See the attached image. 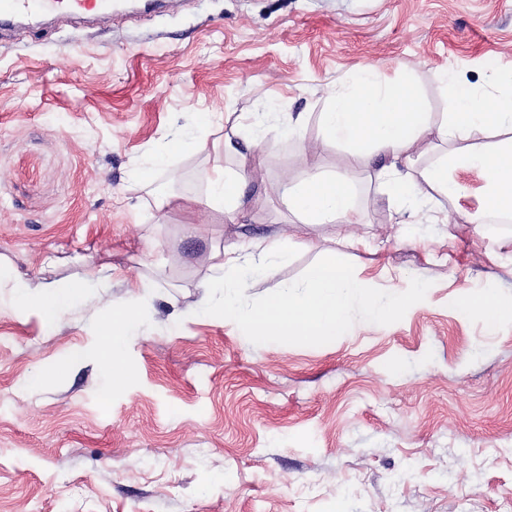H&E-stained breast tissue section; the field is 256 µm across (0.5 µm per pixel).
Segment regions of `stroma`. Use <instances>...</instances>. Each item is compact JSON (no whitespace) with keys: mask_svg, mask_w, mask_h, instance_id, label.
Segmentation results:
<instances>
[{"mask_svg":"<svg viewBox=\"0 0 512 512\" xmlns=\"http://www.w3.org/2000/svg\"><path fill=\"white\" fill-rule=\"evenodd\" d=\"M367 63L414 80L436 113L462 85L511 87L512 0H168L0 34V512H512V318L491 329L458 309L467 292L512 306V223L475 229L445 200L402 236L364 169L362 223L295 224L279 200L306 173L303 148L345 168L319 115ZM263 111L276 119L242 223L158 207L206 195L203 155L173 158L178 181L132 183L174 135L195 134L190 117L213 113L220 141ZM438 208L447 223L432 222ZM282 234L287 261L253 279L242 310L348 236L375 294L408 302L378 324L353 310L332 345H252L202 312L200 283L214 248ZM89 263L111 276L61 322L16 304L13 276L67 281ZM144 274L156 288L137 301L128 285ZM130 304L119 359L134 377L115 388L99 326Z\"/></svg>","mask_w":512,"mask_h":512,"instance_id":"1","label":"stroma"}]
</instances>
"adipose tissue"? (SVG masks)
Returning a JSON list of instances; mask_svg holds the SVG:
<instances>
[{"label": "adipose tissue", "mask_w": 512, "mask_h": 512, "mask_svg": "<svg viewBox=\"0 0 512 512\" xmlns=\"http://www.w3.org/2000/svg\"><path fill=\"white\" fill-rule=\"evenodd\" d=\"M328 106L320 115L323 138L345 146L347 166L329 173L308 153L306 175L288 186L283 204L299 224H358L361 212L354 199V173L372 171L383 183L397 223L415 214L421 204L435 198L452 201L467 223L482 224L488 216H512V90L471 85L460 88L451 112L445 115L426 111L417 86L409 80H385L379 66L364 65L347 85L327 91ZM438 139L445 150L427 167L419 168L410 154L415 144ZM193 152L212 157L207 173L205 200L176 197L182 208L205 203L212 214L233 218L243 193L247 166L224 165L227 155L246 154L252 164H260L261 152L241 150L232 136L209 141L202 136L175 135L168 145L137 165L132 177L146 182L154 172L166 171L178 179L171 159L175 154ZM250 163V164H251ZM475 174L481 180L476 209L467 202L474 191L464 184L460 173ZM287 254L281 238L274 237L243 252L237 245L213 253L212 273L202 283L206 290L205 309L223 321L243 325L251 344H264L276 336L288 342L313 340L324 345L336 342L351 328V305L363 308L368 322L381 323L407 300L397 294L380 300L369 284L344 260L342 253L323 252L305 278L289 284L268 297L258 307L241 311L236 296L249 286L252 274L269 267ZM89 269L78 282L43 281L36 287L18 281V303H32L43 319L56 323L70 306L79 301L87 283L99 280Z\"/></svg>", "instance_id": "obj_1"}]
</instances>
